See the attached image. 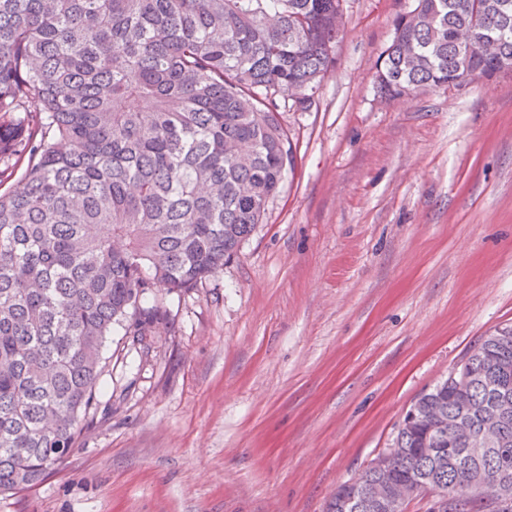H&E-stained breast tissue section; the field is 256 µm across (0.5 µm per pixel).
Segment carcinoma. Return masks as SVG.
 I'll use <instances>...</instances> for the list:
<instances>
[{"mask_svg": "<svg viewBox=\"0 0 512 512\" xmlns=\"http://www.w3.org/2000/svg\"><path fill=\"white\" fill-rule=\"evenodd\" d=\"M375 75L389 97L512 71L457 55L496 38L512 0H416ZM342 0H0V493L37 486L95 406L116 325L147 336L160 288L196 287L263 223L295 165L277 97L308 110L335 66ZM20 177H15L18 170ZM413 403L383 478L366 468L326 512H367L413 484L512 486V347L497 335ZM494 45H488L478 39L477 33L474 30L462 31L460 36L456 39V49L459 54L469 56L472 52H485L494 53Z\"/></svg>", "mask_w": 512, "mask_h": 512, "instance_id": "obj_1", "label": "carcinoma"}]
</instances>
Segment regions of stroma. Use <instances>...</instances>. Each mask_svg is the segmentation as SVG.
<instances>
[{"label": "stroma", "mask_w": 512, "mask_h": 512, "mask_svg": "<svg viewBox=\"0 0 512 512\" xmlns=\"http://www.w3.org/2000/svg\"><path fill=\"white\" fill-rule=\"evenodd\" d=\"M414 0H344L335 67L281 109L296 164L197 287L114 327L87 430L0 512H323L416 396L512 325V73L384 99Z\"/></svg>", "instance_id": "stroma-1"}]
</instances>
